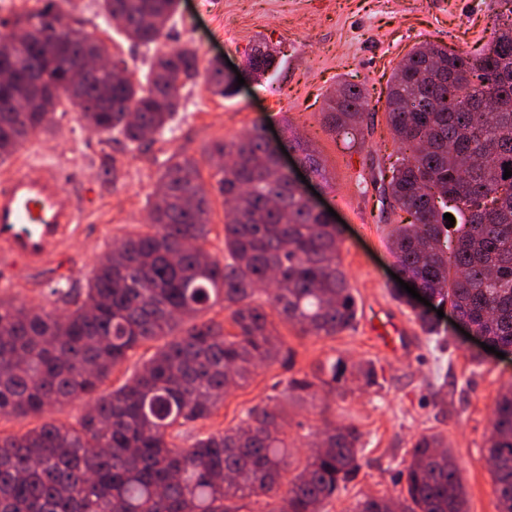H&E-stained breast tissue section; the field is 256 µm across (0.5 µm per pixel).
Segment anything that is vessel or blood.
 I'll list each match as a JSON object with an SVG mask.
<instances>
[{
    "instance_id": "vessel-or-blood-1",
    "label": "vessel or blood",
    "mask_w": 512,
    "mask_h": 512,
    "mask_svg": "<svg viewBox=\"0 0 512 512\" xmlns=\"http://www.w3.org/2000/svg\"><path fill=\"white\" fill-rule=\"evenodd\" d=\"M80 200L57 164L30 161L0 179V278L37 270L79 221Z\"/></svg>"
}]
</instances>
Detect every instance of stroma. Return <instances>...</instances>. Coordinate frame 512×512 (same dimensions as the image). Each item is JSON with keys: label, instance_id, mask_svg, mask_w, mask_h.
<instances>
[{"label": "stroma", "instance_id": "obj_1", "mask_svg": "<svg viewBox=\"0 0 512 512\" xmlns=\"http://www.w3.org/2000/svg\"><path fill=\"white\" fill-rule=\"evenodd\" d=\"M67 21L105 40L115 60L133 80H141L157 49L194 44L202 62L227 58L244 71L245 50L260 36L277 44L282 59L272 78L245 83L229 97L214 95L206 81L185 91L183 107L160 135L139 149L105 140L90 130L73 107L56 116L54 130L27 141L0 163V178L30 160L59 164L74 179L84 201L82 221L59 255L39 270L0 281V297L64 312L50 288H82L105 251L125 236L144 232L148 200L164 162L174 154L201 159L212 142L231 140L254 125L271 126V139L285 141L286 125L315 144L331 174L330 183L311 179L320 208H332L345 221L341 263L357 301L352 329L333 338L300 337L281 321L273 326L288 354L256 369L243 387L228 389L224 403L207 420L192 424L179 438L233 427L250 407L281 395L287 382L303 378L332 357L374 363L378 384L346 397L317 392L306 403H288V442L293 461L311 453L322 414L363 434L360 469L322 512H353L364 496L401 498L405 467L415 440L442 435L451 448L466 490L467 512H498L494 479L485 456L492 408L498 393L512 386V354L498 358L478 339L466 338L451 317L438 319L439 333L424 334L414 309L394 297L395 258L387 235L398 214L382 212L377 183L359 182V173L385 168L400 152L386 120L389 84L413 45L433 41L452 50L486 49L499 0H181L159 47L133 45L108 28L95 0H73ZM360 84L367 94L364 122L373 133L363 148L345 149L323 122L325 100L341 80ZM210 193L211 232L206 247L224 252V205L219 174L201 166ZM386 310L404 321L410 340L391 356L370 338L367 317Z\"/></svg>", "mask_w": 512, "mask_h": 512}]
</instances>
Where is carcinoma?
<instances>
[{"label": "carcinoma", "mask_w": 512, "mask_h": 512, "mask_svg": "<svg viewBox=\"0 0 512 512\" xmlns=\"http://www.w3.org/2000/svg\"><path fill=\"white\" fill-rule=\"evenodd\" d=\"M494 36L480 55L419 43L400 61L389 88L386 120L401 144L385 198L407 218L393 225L388 246L399 274L446 304L476 335L512 350V0H502ZM103 17L135 43L157 45L176 0H101ZM30 30L18 51L46 91L31 93L22 73L0 83V162L51 128L69 103L107 139L137 148L163 132L181 106V90L205 78L212 92L232 95L218 72L201 70L188 44L155 55L145 81L117 80L103 70L77 83L90 51L107 43L70 28L53 2L16 16ZM266 39L246 52L256 77L273 68ZM366 96L343 82L327 95L330 131L366 142ZM288 149L323 183L330 175L308 140ZM278 143L260 127L206 149L220 162L224 257L211 253V199L199 163L172 156L149 200V231L124 238L95 266L82 289L53 288L72 304L64 315L0 298V416L43 417L74 402L77 425L45 422L21 436H0V512H242L266 498L265 512H320L360 469L358 427L324 419L321 449L292 479L288 412L257 404L222 432L191 446L180 428L206 420L224 393L276 361L288 346L266 307L303 336L334 337L353 327L356 300L340 260V231L308 203L278 163ZM451 213L455 224L444 220ZM224 303L233 331L202 321ZM122 386L101 387L130 352L162 337ZM377 384L370 363L329 359L289 382L293 400L321 389L347 393L348 378ZM499 512H512V390L494 405L486 441ZM405 503L368 496L356 512H465L466 492L452 452L439 434L413 444L405 468Z\"/></svg>", "instance_id": "obj_1"}]
</instances>
